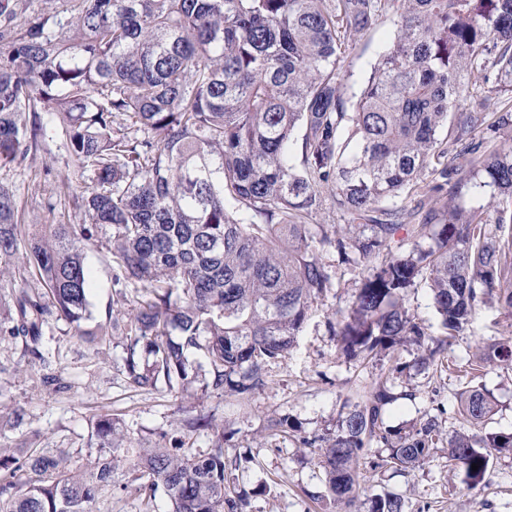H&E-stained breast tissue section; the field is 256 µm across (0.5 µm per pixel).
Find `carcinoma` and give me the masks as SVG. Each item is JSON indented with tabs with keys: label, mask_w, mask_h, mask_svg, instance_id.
Here are the masks:
<instances>
[{
	"label": "carcinoma",
	"mask_w": 512,
	"mask_h": 512,
	"mask_svg": "<svg viewBox=\"0 0 512 512\" xmlns=\"http://www.w3.org/2000/svg\"><path fill=\"white\" fill-rule=\"evenodd\" d=\"M390 11L396 34L349 110L347 39ZM15 17L16 4L0 0V165L21 163L47 126L60 130L91 221L47 224L28 239V286L8 312L23 355L43 359L48 317L86 319L81 244L100 226L112 263L142 293L126 321L111 317L85 335L121 332L125 378L138 389L190 385L192 349L209 367L206 387L262 388L264 364L288 356L331 285L328 251L381 259L332 325L349 358L410 341L426 365L478 304L512 311V0H65L23 31ZM473 77L491 83L481 98L469 94ZM485 188L491 213L445 206L412 223L413 194L455 200ZM329 199L349 224L314 233L309 220ZM491 222L500 235L486 234ZM426 230V248L406 252L395 240ZM19 236L13 196L0 187V260L16 255ZM420 279L441 318L437 338L401 304ZM486 360L511 366L512 343ZM389 401L380 380L336 431L304 440L321 450L331 503L355 504L372 443L404 470L435 448L431 422L399 434L384 426ZM458 409L476 423L496 413L478 386ZM94 432L97 454L81 463L42 448L1 459L0 512H100L131 488L140 512H154L160 490L171 512H243L224 444L122 448L107 415ZM497 454L512 455V433L448 437V465L469 488L488 481ZM366 512L406 510L385 493Z\"/></svg>",
	"instance_id": "1"
}]
</instances>
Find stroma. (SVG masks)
Returning a JSON list of instances; mask_svg holds the SVG:
<instances>
[{"instance_id": "stroma-1", "label": "stroma", "mask_w": 512, "mask_h": 512, "mask_svg": "<svg viewBox=\"0 0 512 512\" xmlns=\"http://www.w3.org/2000/svg\"><path fill=\"white\" fill-rule=\"evenodd\" d=\"M396 30V17L388 15L374 29L350 36L343 64L346 101H353L368 81ZM74 170L51 128L22 164L0 169V187L12 194L26 231L38 224L88 223L81 201L67 192L76 180ZM108 237V230H101L83 250L90 273L87 328L117 311H130L140 293L137 283L120 277L113 266ZM325 261L331 286L312 304L295 349L265 364L261 389L239 396L206 388L208 366L194 352L188 359L198 377L185 390L132 388L123 374L122 336L90 343L73 324L54 317L42 327V359L22 356L20 344L8 334V310L26 287L28 274L21 260H11L0 271V454L20 457L34 448H64L79 457L96 454L94 424L98 415L108 414L126 448L178 444L203 450L223 441L231 465L228 477L249 494V512H324L317 497L326 491L325 474L303 441L336 430L341 417L361 404L379 380H387L394 394L383 411L392 430L431 420L443 440L472 431L457 399L474 384L497 403L483 431H512V367L488 363L476 378L470 370L487 345L512 340V311L494 303L479 305L433 364L418 365L419 349L408 343L363 363L341 353L331 330L338 312L350 310L363 267L333 253ZM403 306L425 332L441 335L424 283L407 289ZM282 418L288 427L275 428ZM386 455L376 443L362 459L360 499L394 494L404 500L406 512H512V455L494 459L489 483L473 490L466 489L462 472L449 466L446 447L435 448L411 471L386 466Z\"/></svg>"}]
</instances>
